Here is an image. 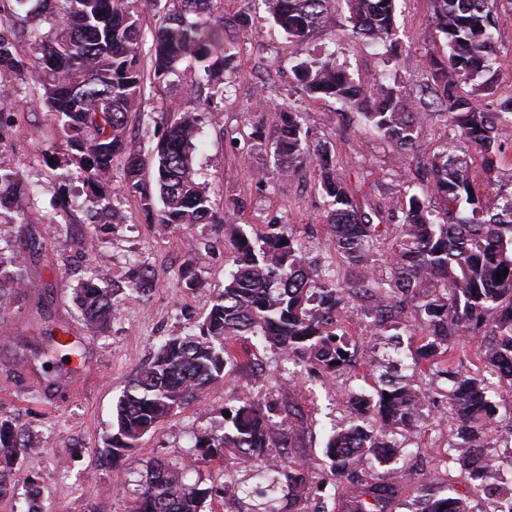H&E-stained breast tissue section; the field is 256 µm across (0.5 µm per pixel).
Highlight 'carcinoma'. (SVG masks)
<instances>
[{
    "label": "carcinoma",
    "mask_w": 512,
    "mask_h": 512,
    "mask_svg": "<svg viewBox=\"0 0 512 512\" xmlns=\"http://www.w3.org/2000/svg\"><path fill=\"white\" fill-rule=\"evenodd\" d=\"M56 2V9L44 17L47 32H39L36 24L26 31L34 38L33 56H20L14 40L0 33V71L30 76L31 104L50 112L66 138L69 153L55 166L66 170L74 165L83 172L85 202L95 210L115 195L112 162L124 158V183L118 191L139 197L155 224L224 225L235 266L199 333L167 339L152 363L129 379L101 453L123 457L177 410L224 381L227 365L237 360L233 344L245 336L264 337L304 371L328 379L354 359L346 321H367L374 335L391 341L408 328L401 317L411 308L416 319L411 335L418 337L414 366L451 383L446 394L452 437L448 451L461 463L469 488L486 496V512H512V478L504 476L503 466L475 467L470 458L480 449L499 460V449L512 447V425L489 428L499 414V404L489 395V377L512 386V193L491 205L476 189L480 173L487 187L495 185L497 160L505 146L498 131L512 127V91L484 104L458 91L459 84L490 72L498 0H431L433 24L448 54L425 58L433 80L427 91L454 139L478 154L480 166L448 156L446 145L435 153L425 174L430 194L422 198L407 190L404 200L380 211L385 222L398 227L386 255L391 275L352 283L325 276L306 247L282 227L248 233L239 224L224 223L194 169L198 118L193 110L181 111L167 123L151 157L154 182H148L144 160L129 150L125 137L128 114L135 111L145 84L139 57L145 33L138 14L129 0ZM220 4L168 0L151 31L153 82L165 81L189 60L192 84L223 83L233 56L224 45ZM347 4L353 34L397 50L395 0ZM264 5L273 24L295 46L291 69L304 96L331 98L361 112L398 159L414 147L416 126L405 87L379 84L373 97L332 54L307 50L309 34L321 24L329 0H264ZM265 148L280 176L315 164L336 255L353 265L371 263L382 231L365 218L327 144L311 140L302 112L284 103L274 108ZM32 194L18 172L0 168V209L12 213V223H27L28 207L22 200ZM504 269L508 275L496 281V273ZM32 287L25 257L0 251V297L25 294ZM75 301L90 335L117 309L109 290L92 276L75 289ZM67 335L63 327L45 329L41 354L81 355V342ZM463 339L481 340L478 360L488 376H472L449 357L452 345ZM348 403L351 416L335 428L326 445L341 512H392L405 489L398 436L431 409L432 394L386 370L375 393H352ZM229 413L221 433L197 439L202 458L221 463L230 454L263 463L259 477L266 484L267 501L259 512H325L308 506L309 474L291 456L293 412L247 395ZM34 451L30 436L0 417V499L14 495L9 470ZM192 467V462H149L128 512H204L207 500L241 491L226 481L208 487L200 480L189 484L186 475ZM280 492L288 499L286 511ZM414 512L478 510L469 494L439 498L424 490Z\"/></svg>",
    "instance_id": "cac0c4a2"
}]
</instances>
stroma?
Masks as SVG:
<instances>
[{
    "label": "stroma",
    "instance_id": "35a3bbf8",
    "mask_svg": "<svg viewBox=\"0 0 512 512\" xmlns=\"http://www.w3.org/2000/svg\"><path fill=\"white\" fill-rule=\"evenodd\" d=\"M223 11L224 43L234 58L224 73L223 100L216 110L200 115L194 157L197 177L208 183L216 209L247 230L270 224L285 227L306 243L313 261L323 264L330 276L353 281L388 275L384 259L355 268L337 257L313 167L292 177L277 175L272 158L253 133L257 126L267 125V113L275 104L294 103L304 112L313 135L329 142L336 167L357 198L368 206L397 202L405 182L418 180L428 158L452 137L434 108L418 99L431 82L429 70L422 65L400 68L385 46L354 37L345 0H331L311 36L312 48L335 54L365 85L381 76L386 83L413 91L418 143L398 161L358 112L331 99L309 100L297 91L288 63L292 47L269 23L262 0H223ZM243 14L249 17L245 26L238 23ZM396 26L401 51L411 52L420 62L445 49L432 23L430 0H397ZM494 35L497 52L490 87L464 83L461 95L488 101L512 91V0H500ZM29 88L27 77L0 73V103L9 104L16 114L15 124L0 131V167L18 171L35 191L28 224H13L8 215H0V247L23 250L30 233L42 245L27 264L34 289L0 308V414L25 429L39 451L16 465L11 475L16 497L0 501V512H25L33 483L40 487L47 512H125L144 462L197 457V438L223 427L224 409L237 406L248 394L301 410V419L294 423L295 459L312 476L313 498L334 512L336 478L323 462L326 441L333 426L348 416L350 393L371 392L375 380L368 372L373 356L388 351L361 324L349 328L358 348L352 365L329 382L299 373L261 337L241 339L235 347L239 361L224 381L146 435L126 453L123 465L112 466L100 456L112 432L113 407L129 378L154 358L165 339L196 334L234 269L231 246L223 228L211 224L167 229L151 223L136 199L123 194L89 215L80 175L60 181L46 163L47 156L63 157L68 147L56 132L53 116L31 107ZM209 94L205 87L189 92L181 74L159 85L145 83L141 104L127 126L131 148L148 152L174 111L196 107ZM89 235L96 239V250L80 253L77 245ZM186 269L202 281V288L182 287L181 273ZM89 270L113 289L118 302L116 313L97 336L85 333L73 302L74 290ZM57 325L82 342L83 355L68 362L59 357L46 366L34 352L44 340V329ZM53 375L61 376V385L49 386ZM449 440L438 406L407 432L406 492L393 512H408L422 489L440 496L462 489L460 465L447 455ZM73 448L78 456L62 463V455ZM257 469V461L229 458L220 468L190 470L187 479L193 483L229 478L242 491L214 505V512H257L264 488Z\"/></svg>",
    "mask_w": 512,
    "mask_h": 512
}]
</instances>
